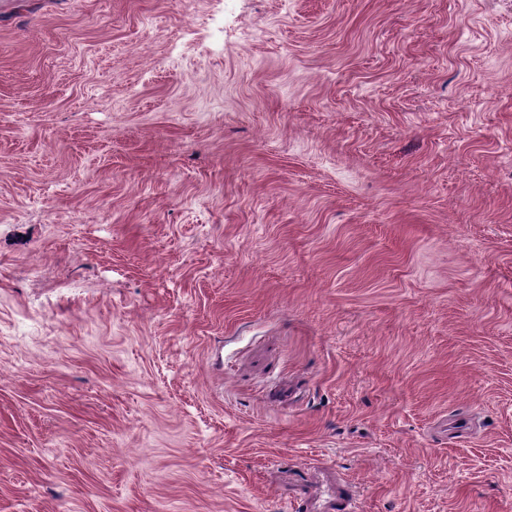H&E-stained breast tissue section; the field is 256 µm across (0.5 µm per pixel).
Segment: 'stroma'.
<instances>
[{
    "label": "stroma",
    "instance_id": "35a3bbf8",
    "mask_svg": "<svg viewBox=\"0 0 512 512\" xmlns=\"http://www.w3.org/2000/svg\"><path fill=\"white\" fill-rule=\"evenodd\" d=\"M512 512V0H0V512Z\"/></svg>",
    "mask_w": 512,
    "mask_h": 512
}]
</instances>
